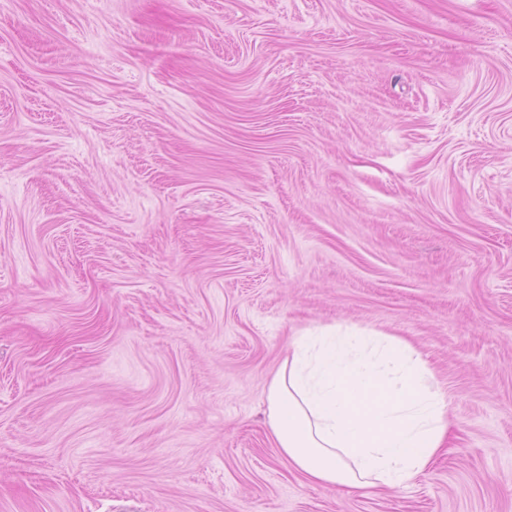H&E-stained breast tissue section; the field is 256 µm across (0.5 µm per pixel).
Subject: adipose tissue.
<instances>
[{
	"mask_svg": "<svg viewBox=\"0 0 512 512\" xmlns=\"http://www.w3.org/2000/svg\"><path fill=\"white\" fill-rule=\"evenodd\" d=\"M281 455L309 483L400 487L446 442V393L422 354L375 332L319 326L295 336L267 393Z\"/></svg>",
	"mask_w": 512,
	"mask_h": 512,
	"instance_id": "adipose-tissue-1",
	"label": "adipose tissue"
}]
</instances>
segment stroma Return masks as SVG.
<instances>
[{
  "mask_svg": "<svg viewBox=\"0 0 512 512\" xmlns=\"http://www.w3.org/2000/svg\"><path fill=\"white\" fill-rule=\"evenodd\" d=\"M320 325L447 391L408 485L280 455ZM0 512H512V0H0Z\"/></svg>",
  "mask_w": 512,
  "mask_h": 512,
  "instance_id": "stroma-1",
  "label": "stroma"
}]
</instances>
